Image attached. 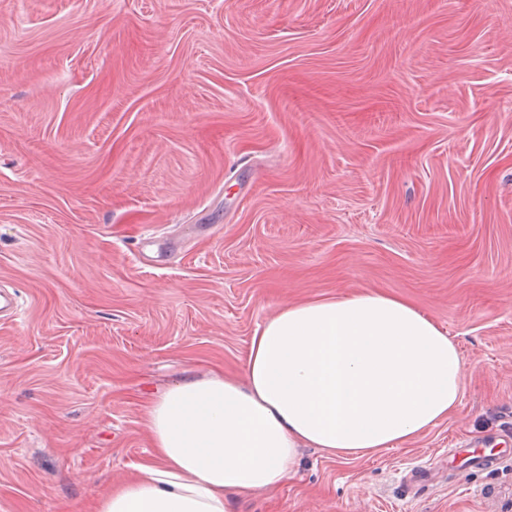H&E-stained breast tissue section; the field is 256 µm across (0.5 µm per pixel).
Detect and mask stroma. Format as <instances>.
<instances>
[{
	"mask_svg": "<svg viewBox=\"0 0 512 512\" xmlns=\"http://www.w3.org/2000/svg\"><path fill=\"white\" fill-rule=\"evenodd\" d=\"M2 288L0 512H96L147 396L362 290L456 342L457 411L235 512H512V0H0Z\"/></svg>",
	"mask_w": 512,
	"mask_h": 512,
	"instance_id": "1",
	"label": "stroma"
}]
</instances>
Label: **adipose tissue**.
<instances>
[{"mask_svg":"<svg viewBox=\"0 0 512 512\" xmlns=\"http://www.w3.org/2000/svg\"><path fill=\"white\" fill-rule=\"evenodd\" d=\"M464 387L456 344L405 298L284 304L252 336L244 379L191 373L148 399L153 458L97 512H232L283 486L300 449L373 457L448 420Z\"/></svg>","mask_w":512,"mask_h":512,"instance_id":"1","label":"adipose tissue"}]
</instances>
